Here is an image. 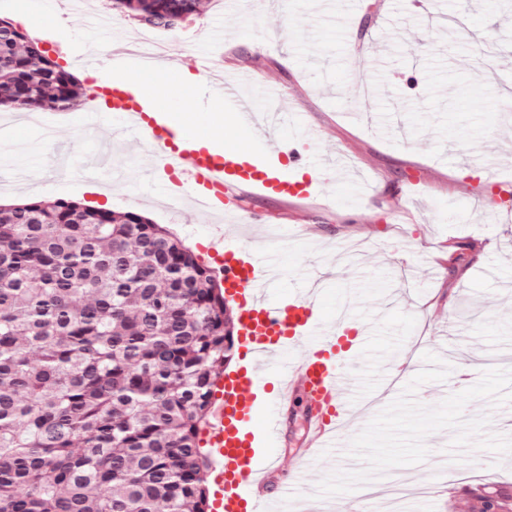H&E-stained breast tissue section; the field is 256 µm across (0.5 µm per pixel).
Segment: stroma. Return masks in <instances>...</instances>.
I'll return each instance as SVG.
<instances>
[{
    "label": "stroma",
    "instance_id": "obj_1",
    "mask_svg": "<svg viewBox=\"0 0 512 512\" xmlns=\"http://www.w3.org/2000/svg\"><path fill=\"white\" fill-rule=\"evenodd\" d=\"M0 14L20 19L32 36L52 23L72 47L107 52L144 30L131 17L114 30L91 32L71 14L66 0H54L49 20L26 0H0ZM463 15L474 37L462 40L448 26ZM498 0H288L287 10H258L253 0H208L204 11L179 28L158 31L168 59L190 68L208 48L229 71L256 74L291 92L293 108L317 127L310 153L342 151L368 181L367 205L337 197L334 176L320 175L323 195L295 205L276 196H245L241 239L284 271L273 291L288 295L325 283L323 314L348 309L373 333L357 371L372 390L379 369L413 356L422 361L433 345L416 346L420 319L437 332L435 345L451 360L512 369V99L494 80L477 74L484 56L496 65L512 62V20L504 21ZM362 39L368 53L354 68L350 52ZM385 90L374 102L373 120H349L355 111L360 71ZM49 143L33 145L21 134L0 148V165L11 177L0 180V198L29 201L74 200L94 207L134 211L167 225L213 265L211 228L188 208L164 206L157 184L138 168L140 148L127 139L114 143L115 160L104 169L111 190L91 192L77 177L88 162L84 144L98 148L99 133L81 134L47 115ZM493 165L484 173L483 164ZM352 250L337 260L338 238ZM394 252L386 264L381 256ZM353 416L330 455L329 468L312 467L288 495L285 512H352L356 493L315 498L327 472L357 470L361 461L349 444L371 419ZM452 432L429 435L420 464L395 468L372 481L381 498L393 486L412 488L394 512H482L486 502L512 503V454L467 450L466 461L448 462Z\"/></svg>",
    "mask_w": 512,
    "mask_h": 512
}]
</instances>
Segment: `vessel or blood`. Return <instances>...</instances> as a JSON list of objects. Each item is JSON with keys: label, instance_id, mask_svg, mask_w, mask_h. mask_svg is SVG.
Masks as SVG:
<instances>
[{"label": "vessel or blood", "instance_id": "vessel-or-blood-1", "mask_svg": "<svg viewBox=\"0 0 512 512\" xmlns=\"http://www.w3.org/2000/svg\"><path fill=\"white\" fill-rule=\"evenodd\" d=\"M78 58L86 70L128 75L113 83L108 107L99 104L100 87L91 88L82 125L103 126L108 111L120 116L122 133L142 146L141 170L152 173L164 192L188 200L203 221L236 205L241 188L286 203L318 195L320 184L300 177L307 166L335 171L337 183L346 181L329 155L307 163L290 147L283 130L299 113L259 111L253 96L210 57H197L195 68L206 75L208 97L231 113L237 137L214 151L200 146L207 131L202 113L173 121L174 107L164 92L172 78L157 57L127 49L104 56L88 49ZM210 246L220 258L225 294L238 309L241 360L236 370L216 375L212 414L201 430L210 512H282L292 483L279 479L281 466L270 448L281 441L299 402L306 420L301 466L319 462L335 445L356 407L354 369L366 336L350 331L346 316L326 319L316 289L270 301L268 291L282 279V269L228 232L216 230Z\"/></svg>", "mask_w": 512, "mask_h": 512}]
</instances>
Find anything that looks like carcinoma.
Here are the masks:
<instances>
[{
    "mask_svg": "<svg viewBox=\"0 0 512 512\" xmlns=\"http://www.w3.org/2000/svg\"><path fill=\"white\" fill-rule=\"evenodd\" d=\"M203 0H111L155 29ZM77 78L0 19V108L70 110ZM235 344L220 284L168 227L0 205V512H208L198 444Z\"/></svg>",
    "mask_w": 512,
    "mask_h": 512,
    "instance_id": "cac0c4a2",
    "label": "carcinoma"
}]
</instances>
